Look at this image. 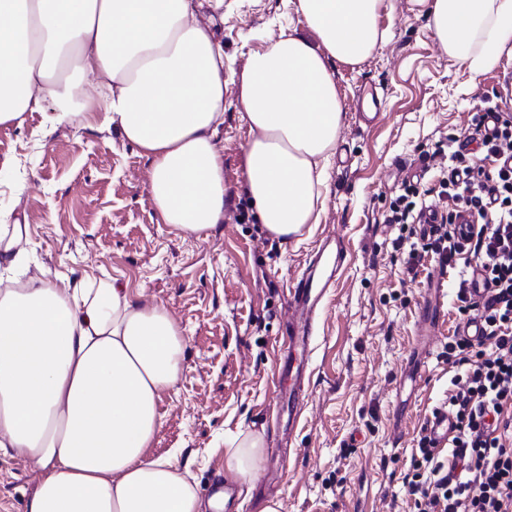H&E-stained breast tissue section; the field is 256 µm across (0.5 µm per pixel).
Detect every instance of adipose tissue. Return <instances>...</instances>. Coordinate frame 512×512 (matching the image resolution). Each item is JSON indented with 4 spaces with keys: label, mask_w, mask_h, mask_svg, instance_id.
Masks as SVG:
<instances>
[{
    "label": "adipose tissue",
    "mask_w": 512,
    "mask_h": 512,
    "mask_svg": "<svg viewBox=\"0 0 512 512\" xmlns=\"http://www.w3.org/2000/svg\"><path fill=\"white\" fill-rule=\"evenodd\" d=\"M318 44L292 32L224 61L214 32L224 0H0V124L47 103L53 128L113 127L150 159L148 188L185 235L224 221V96L254 136L244 185L260 224L281 239L317 223L343 123L334 63L357 64L389 38L387 0H287ZM442 48L478 79L512 43V0H416ZM212 9L204 16L203 7ZM27 231L0 225V276L20 273ZM182 330L117 282L42 271L0 289V455L37 469L27 512H203L174 458L147 459L157 405L184 369ZM260 435L228 449L252 476Z\"/></svg>",
    "instance_id": "1"
}]
</instances>
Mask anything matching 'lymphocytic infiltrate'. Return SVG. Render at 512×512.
I'll use <instances>...</instances> for the list:
<instances>
[{"instance_id":"lymphocytic-infiltrate-1","label":"lymphocytic infiltrate","mask_w":512,"mask_h":512,"mask_svg":"<svg viewBox=\"0 0 512 512\" xmlns=\"http://www.w3.org/2000/svg\"><path fill=\"white\" fill-rule=\"evenodd\" d=\"M481 144L484 154L475 159L449 150L437 203L400 194L385 217L405 227L432 215L430 234L394 241L412 275L429 259L456 263L462 252L457 225L467 218L476 231L464 252L483 265L489 288L477 301L468 293V278L454 284L460 315L482 317L487 334L478 343L455 337L442 353L457 369L448 393L456 433L448 443L449 461L418 446L413 470L402 481L413 512H512V115L498 116Z\"/></svg>"}]
</instances>
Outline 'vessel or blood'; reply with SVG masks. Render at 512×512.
<instances>
[{
	"label": "vessel or blood",
	"mask_w": 512,
	"mask_h": 512,
	"mask_svg": "<svg viewBox=\"0 0 512 512\" xmlns=\"http://www.w3.org/2000/svg\"><path fill=\"white\" fill-rule=\"evenodd\" d=\"M347 256L343 236L326 237L321 252L288 290V304L292 311L286 339L288 351L278 372L280 384L276 389L275 401L286 409L289 425H296L306 406L314 321L322 313L325 299L330 288L337 283ZM449 277L448 265H440L437 281L432 286L434 296L420 305L419 344L422 347H429L437 341V331L446 321L443 305L448 296L446 284ZM455 423V417L447 407L433 409L422 425L423 434L431 447L438 449L447 444L455 433Z\"/></svg>",
	"instance_id": "obj_1"
}]
</instances>
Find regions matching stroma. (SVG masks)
Segmentation results:
<instances>
[{
    "label": "stroma",
    "instance_id": "1",
    "mask_svg": "<svg viewBox=\"0 0 512 512\" xmlns=\"http://www.w3.org/2000/svg\"><path fill=\"white\" fill-rule=\"evenodd\" d=\"M387 42L355 64H336L344 118L329 166L325 209L301 241L280 242L259 224L247 202L242 152L251 137L226 95L216 135L224 148V221L182 236L164 224L149 193L150 161L117 129L64 123L43 133V114L0 124V212L26 224L27 275L41 269L115 279L146 304L164 306L185 338L184 372L158 402L162 425L147 450L176 457L206 496L214 477L236 487V512H410L402 478L427 414L448 400L454 368L440 347L461 324L449 301L439 347L422 369L403 418L393 410L398 382L416 340L417 308L437 277L416 278L392 248L399 234L380 217L401 193L402 164H416L441 141L467 142L477 152L476 119L489 108L512 113V51L471 85L451 60L414 0H391L380 17ZM285 28L314 33L285 0H224L215 32L234 68ZM366 86L384 97L372 122L360 121ZM344 235L349 255L319 323L306 407L296 436L272 410L280 336L288 319L287 290L320 240ZM257 433L261 467L248 480L225 467L231 443ZM35 488L27 463L0 457V512H25Z\"/></svg>",
    "mask_w": 512,
    "mask_h": 512
}]
</instances>
